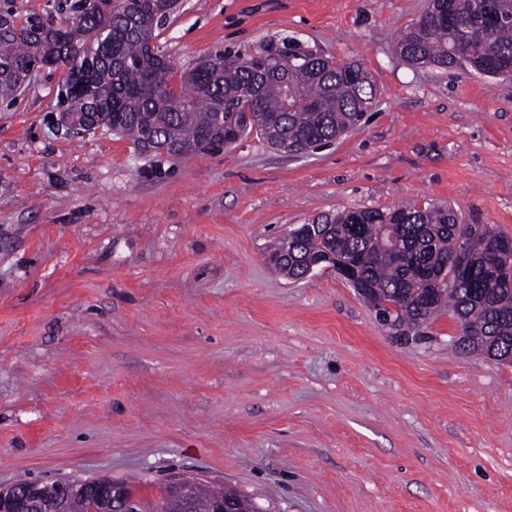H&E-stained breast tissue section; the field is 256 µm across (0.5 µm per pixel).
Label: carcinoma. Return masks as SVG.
I'll return each instance as SVG.
<instances>
[{"instance_id": "1", "label": "carcinoma", "mask_w": 512, "mask_h": 512, "mask_svg": "<svg viewBox=\"0 0 512 512\" xmlns=\"http://www.w3.org/2000/svg\"><path fill=\"white\" fill-rule=\"evenodd\" d=\"M455 29L438 16L445 0H429L431 13L402 33L397 48L413 65L446 68L460 54L476 73H488L494 60L512 59V0H452ZM506 17L489 38L484 12ZM179 10V0H124L103 17L95 0H69L66 31L54 17L11 13L0 16V97L26 84L32 67L55 61L65 70L66 116L82 122L97 101L112 113V132L141 150L160 155L203 151V145L228 146L255 132L273 148L282 143L301 152L332 142L356 127L375 98L367 74L355 63L314 58L284 69L288 52L308 54L297 45L261 46L254 54L216 55L208 68L180 71L172 60L151 55L155 30ZM463 224L450 206L398 205L386 211L347 210L322 214L294 228L295 238H279L268 250L271 268L290 279L306 278L330 256L357 269L358 292L373 309L390 312L402 337L426 338L430 322L442 310L462 325L452 349L497 362L512 361V282L497 274L496 254L509 237L493 224H473L476 240L466 266L455 268ZM180 479L161 488L156 512H183ZM125 501L91 500L66 495L55 481L49 496L67 499L69 512H121L134 500L120 483ZM196 512L215 498L234 499L236 512H253L252 499L226 487L202 483L190 489Z\"/></svg>"}]
</instances>
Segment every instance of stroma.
<instances>
[{"label":"stroma","mask_w":512,"mask_h":512,"mask_svg":"<svg viewBox=\"0 0 512 512\" xmlns=\"http://www.w3.org/2000/svg\"><path fill=\"white\" fill-rule=\"evenodd\" d=\"M427 0H182L178 68L264 45L355 61L356 129L293 154L145 156L65 133L63 71L0 98V486L178 475L264 512H512V367L401 343L345 280L266 248L339 210L449 205L512 237V77L413 65Z\"/></svg>","instance_id":"35a3bbf8"}]
</instances>
